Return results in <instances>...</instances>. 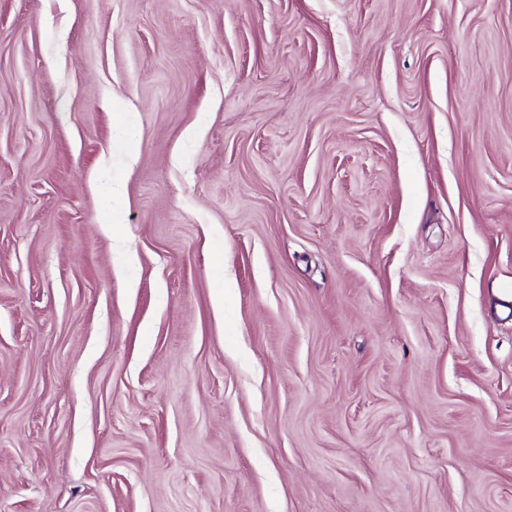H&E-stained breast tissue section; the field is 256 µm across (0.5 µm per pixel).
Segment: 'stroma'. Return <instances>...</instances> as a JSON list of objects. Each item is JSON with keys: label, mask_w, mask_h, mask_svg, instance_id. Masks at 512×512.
Instances as JSON below:
<instances>
[{"label": "stroma", "mask_w": 512, "mask_h": 512, "mask_svg": "<svg viewBox=\"0 0 512 512\" xmlns=\"http://www.w3.org/2000/svg\"><path fill=\"white\" fill-rule=\"evenodd\" d=\"M504 282L512 0H0V512H512Z\"/></svg>", "instance_id": "35a3bbf8"}]
</instances>
